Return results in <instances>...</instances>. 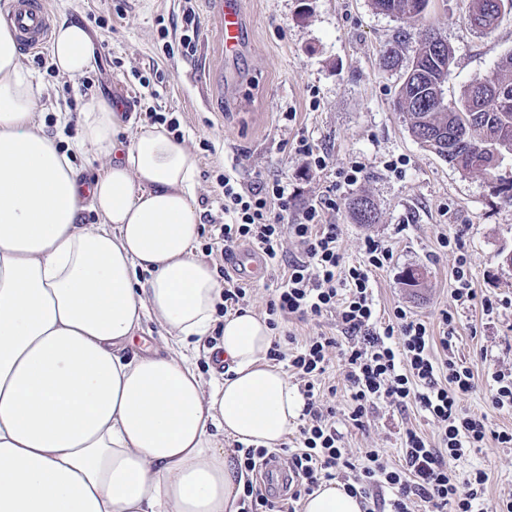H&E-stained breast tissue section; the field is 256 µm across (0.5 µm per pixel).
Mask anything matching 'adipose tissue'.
Returning a JSON list of instances; mask_svg holds the SVG:
<instances>
[{"label":"adipose tissue","instance_id":"adipose-tissue-1","mask_svg":"<svg viewBox=\"0 0 512 512\" xmlns=\"http://www.w3.org/2000/svg\"><path fill=\"white\" fill-rule=\"evenodd\" d=\"M51 57L64 76L88 71L85 27L61 20ZM39 95L1 23L0 512H238L245 477L225 439L275 447L304 401L251 311L224 318L223 379L204 381L186 355L221 292L194 251L198 160L162 124L123 141L119 113L94 96L60 147ZM79 153L107 162L87 188ZM147 321L174 352L129 353ZM303 509L363 512L334 481Z\"/></svg>","mask_w":512,"mask_h":512}]
</instances>
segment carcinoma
Returning <instances> with one entry per match:
<instances>
[{
    "label": "carcinoma",
    "instance_id": "carcinoma-1",
    "mask_svg": "<svg viewBox=\"0 0 512 512\" xmlns=\"http://www.w3.org/2000/svg\"><path fill=\"white\" fill-rule=\"evenodd\" d=\"M429 0H373L374 8L401 21L422 18ZM512 12V0H470L467 23L488 34L500 18ZM413 66L399 87L395 107L408 122L412 136L424 147L469 174L494 178L495 155L512 146V106L506 110H486L487 104L502 94L512 100V53L503 56L492 74L479 76L464 90L459 105L440 106L433 100L436 85L447 82L454 59L452 47L440 40L425 38L413 50ZM398 46L381 51L379 65L384 70L399 66ZM355 223L374 224L377 211L366 195L348 202Z\"/></svg>",
    "mask_w": 512,
    "mask_h": 512
}]
</instances>
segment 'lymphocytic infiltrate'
Listing matches in <instances>:
<instances>
[{"label":"lymphocytic infiltrate","mask_w":512,"mask_h":512,"mask_svg":"<svg viewBox=\"0 0 512 512\" xmlns=\"http://www.w3.org/2000/svg\"><path fill=\"white\" fill-rule=\"evenodd\" d=\"M224 222L207 254L233 256L241 246L260 251L278 264L286 240L300 254L284 270L265 313L271 329L297 318L316 320L335 315L343 338L317 334L273 341L266 358L285 364L304 397L302 422L288 449V468L297 485L287 499L246 483L240 512H298L302 499L325 481L343 478L344 488L360 499L365 512H512V494L488 503L483 469L459 471L456 461L494 443L512 446V430L491 429L485 415L464 410L462 400L476 388L472 367L456 358L457 325L450 312L441 314V332L403 308L382 315L373 277L390 263L393 252L382 241L366 239L362 259L346 265L340 228L327 223L328 200L292 216L294 197L286 182L258 181L242 187L223 175ZM443 358H436L435 349ZM339 361L350 393L347 420L365 428L377 405L399 411L416 408L437 424L438 444L415 429H404L392 461L386 450L369 448L353 454L336 426V413L323 403L324 376Z\"/></svg>","instance_id":"f902f5d3"}]
</instances>
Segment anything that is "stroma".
I'll list each match as a JSON object with an SVG mask.
<instances>
[{"label": "stroma", "mask_w": 512, "mask_h": 512, "mask_svg": "<svg viewBox=\"0 0 512 512\" xmlns=\"http://www.w3.org/2000/svg\"><path fill=\"white\" fill-rule=\"evenodd\" d=\"M47 2L54 21L82 22L95 49L93 69L77 79L52 72L50 60L21 56L40 89L45 129L59 145L76 136L82 105L93 95L119 106L131 133L152 111L178 118L199 163L200 254L224 221L218 179L225 168L245 188L261 179L287 181L300 209L334 199L325 217L341 227L347 263L360 261L369 237L393 251L391 264L374 276L380 308L390 313L401 307L434 324L442 311L453 313L458 356L472 365L479 385L464 408L486 414L492 429L512 428V415L495 409L490 399L492 372L512 370V266L505 262L512 254V207L502 205L491 180L459 172L414 139L394 106L403 72L378 65L381 50L393 40L403 41L408 58L435 31L454 50L444 96L456 104L474 77L512 52V13L483 35L465 20L467 0H430L425 16L409 23L377 12L372 0H241L244 44L228 59L214 0ZM189 7L199 19L191 51L179 44ZM303 138L327 155L326 169L314 170L297 154ZM391 160L400 163V172L388 168ZM353 161L363 172L348 186L337 172ZM361 193L374 201L377 223L350 218L347 202ZM442 234L459 236V247L440 248ZM462 257L479 295L499 302L493 317L453 300V274ZM415 267L427 271L416 296L402 283L403 273ZM337 427L355 451L399 447L407 427L439 441L438 427L414 409L378 406L366 429L342 419ZM475 467L488 474L490 501L512 492V447L485 448L458 465L462 471Z\"/></svg>", "instance_id": "stroma-1"}]
</instances>
